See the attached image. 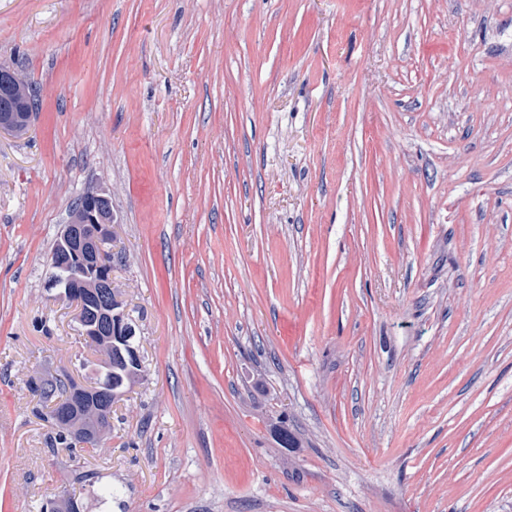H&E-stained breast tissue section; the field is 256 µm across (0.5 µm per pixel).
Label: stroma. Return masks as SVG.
I'll list each match as a JSON object with an SVG mask.
<instances>
[{"label":"stroma","mask_w":512,"mask_h":512,"mask_svg":"<svg viewBox=\"0 0 512 512\" xmlns=\"http://www.w3.org/2000/svg\"><path fill=\"white\" fill-rule=\"evenodd\" d=\"M1 65L0 512H512V0H0ZM88 192L141 357L102 450L31 390L94 357ZM27 91H23L22 95L18 100V107L16 112H11L12 105L10 102L5 101L2 97L0 98V113L5 112L2 116L0 114V133H17L16 135H23L27 129L20 131V128L27 127L33 112L37 109V100L32 84L25 80ZM30 91V92H28Z\"/></svg>","instance_id":"stroma-1"}]
</instances>
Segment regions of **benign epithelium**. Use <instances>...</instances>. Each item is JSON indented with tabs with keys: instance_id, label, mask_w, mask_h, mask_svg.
Wrapping results in <instances>:
<instances>
[{
	"instance_id": "benign-epithelium-1",
	"label": "benign epithelium",
	"mask_w": 512,
	"mask_h": 512,
	"mask_svg": "<svg viewBox=\"0 0 512 512\" xmlns=\"http://www.w3.org/2000/svg\"><path fill=\"white\" fill-rule=\"evenodd\" d=\"M36 109L35 94L24 92L16 111L0 115V133H18L28 126ZM105 203L106 199L98 194L85 195L72 208L70 220L57 236L59 249L50 257L51 281H56L60 272L71 267L79 273L67 282L65 289L86 297L84 301L77 300V320L82 335L96 349L97 364L103 367L112 362V355L122 353L134 332L119 311L112 277L102 263L103 244L112 233V216L104 215ZM69 391L71 400L55 413L57 423L70 431L74 441L81 443L94 438L99 446H104L105 432L95 425L81 428L79 420L96 421L112 408L115 396L107 394L88 399L80 387H71Z\"/></svg>"
}]
</instances>
